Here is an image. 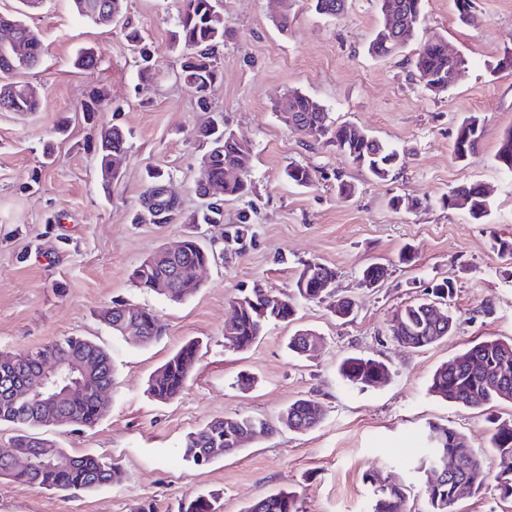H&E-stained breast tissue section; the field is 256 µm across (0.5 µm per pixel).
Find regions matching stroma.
Returning <instances> with one entry per match:
<instances>
[{"mask_svg":"<svg viewBox=\"0 0 512 512\" xmlns=\"http://www.w3.org/2000/svg\"><path fill=\"white\" fill-rule=\"evenodd\" d=\"M477 19L462 23L454 0H425L426 28L400 53L370 56L367 45L380 23L376 0H348L340 14H318L311 0H292L294 21L280 30L267 0H223L231 36L220 51L221 79L209 110H199L178 77L181 53L173 49L179 0H124L123 15L152 45V77L139 80L121 25L79 18L73 0H0V13L22 19L43 45L36 68L14 81L37 87L43 104L27 114L0 111V353L33 349L64 336H86L112 356L109 411L94 427L41 428L73 454L112 460L117 481L69 496L0 479V512H131L155 501L171 512L179 499L216 493L223 512H243L257 498L295 492L300 512H367V472L396 471L409 485L406 512H426L421 482L410 472L419 433L428 424L465 435L487 468L493 422L512 420V403L479 411L430 394L434 371L471 342L512 339V264L498 243L512 241V173L496 152L512 131V69L491 71L512 44V0H474ZM443 36L467 66L439 96L425 93L408 63L427 36ZM99 58L97 68L76 66L80 51ZM297 90L321 103L336 122H348L395 148L401 161L381 181L352 165L329 143L287 127L275 105ZM103 102L96 121L83 110L92 93ZM478 115L484 137L478 154L462 163L453 155L461 120ZM252 150V191L240 199L199 196L195 181L205 147L195 130L210 117ZM117 124L128 133L118 181L103 187L96 128ZM54 144L55 159L42 151ZM309 166L310 187L288 182L289 163ZM170 175L168 185L190 215L220 206L218 224H156L142 216L147 172ZM356 187L343 199L337 180ZM480 182L491 191V214L478 222L441 198L456 186ZM402 195L414 210L393 209ZM245 228L242 244L226 238ZM196 237L215 259L192 297L173 302L137 288L133 269L163 247ZM410 250L412 260L399 255ZM335 268L337 295L356 304L341 323L328 302L298 301L291 323L269 325L251 349L224 345L232 301L261 284L290 293L306 263ZM371 264L385 275L373 287L362 281ZM454 289L448 308L456 319L448 338L421 350L400 346L389 332L393 313L421 298L443 278ZM116 302L151 308L162 338L136 345L100 323ZM310 329L324 342L315 359L291 356L286 342ZM200 341L196 365L183 392L161 404L146 392L149 376L188 340ZM384 362L386 378L354 386L338 372L343 358ZM308 397L324 418L315 429L294 432L278 418L289 403ZM250 416L273 429L246 447L219 455L204 467L183 457L186 435L217 417Z\"/></svg>","mask_w":512,"mask_h":512,"instance_id":"35a3bbf8","label":"stroma"}]
</instances>
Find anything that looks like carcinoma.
Wrapping results in <instances>:
<instances>
[{
  "mask_svg": "<svg viewBox=\"0 0 512 512\" xmlns=\"http://www.w3.org/2000/svg\"><path fill=\"white\" fill-rule=\"evenodd\" d=\"M316 12L334 16L342 11L347 0H312ZM381 27L368 45V53L374 57H389L405 46L425 22L423 0H377ZM223 13L219 0H181L175 29L171 31L173 45L184 51L180 64L183 84L195 97L199 107H208L209 99L217 82L219 50L224 46L228 31L224 29ZM9 31L15 43H0V79L7 78L21 69L35 67L42 55L39 35L12 15H0V32ZM127 41L138 54L140 77H150L148 62L150 48L139 31L126 33ZM418 82L424 91L440 95L448 89V75L463 69L466 60L462 56H448V44L439 35L427 37L408 59ZM9 92V107L14 112H35L41 106V98L34 87L27 84L8 83L0 86ZM276 111L286 125L298 124L305 129L304 135L312 140L326 141L344 155L357 168L379 180H387L398 162V153L382 141L349 123L334 122L327 109L315 99L300 92H288L277 104ZM484 136L483 125L476 115H469L459 123L454 140V155L461 162L471 160L478 151ZM196 137L205 144L207 166L199 169L197 189L204 183L224 182V196L242 198L251 192V149L239 141L224 126H201ZM128 152L127 133L118 125L103 127L98 136L99 167L105 168L111 156H124ZM497 159L500 165L512 172V131L501 140ZM235 170L240 176L228 179L225 172ZM288 181L306 187L314 180L313 171L299 163L288 165L285 171ZM148 183L143 196V207L154 222L163 224L174 219L179 212V201L164 196L166 184L159 170L147 173ZM450 208L467 211L474 220L489 216L490 201L485 188L479 183L458 186L446 199ZM206 258L197 243L188 237L185 247L170 279V288L164 296L172 301L184 300L195 294L200 285L197 268ZM164 275L157 255H152L137 265L132 278L139 288L153 289V282ZM298 280L305 287L296 294L280 295L278 307L268 306L270 291L257 284L232 302L236 323L225 345L236 350L251 348L262 336L270 323L293 320L298 299L315 302L323 298L320 284L336 280V270L322 263H309ZM453 291V282L445 279L427 291V297L398 309L391 318L390 333L399 344L413 349L430 347L448 337L455 327L452 315L443 313L441 321L433 318V309L440 307ZM134 311V325L140 333V344H150L163 334L152 310L126 303H116L100 316L112 332L122 335L118 322L125 311ZM318 339L308 330H299L289 338L288 349L300 356L313 355L312 343ZM198 357L194 342L183 345L150 376L147 384L149 395L160 403L176 398L183 390ZM87 364L85 385L82 392L72 396L66 404L69 422L92 427L104 416V409L95 397V391L112 384L113 365L111 354L95 341L83 336H65L34 350H26L0 357V373L3 363L16 361L8 368L9 373L25 381L37 380L46 364L60 365L72 360ZM340 374L351 385L373 386L376 377L387 373L380 361L362 356L348 357L340 365ZM429 391L449 403L480 409L495 401L512 402V340L485 339L474 342L464 352L441 364L433 373ZM54 417V409L40 403H32L20 410L7 396L0 395V422L12 423L21 428L13 437L15 456L11 461L0 460V478L41 489L66 494L87 492L109 484L111 475L117 474L115 464L105 459L85 454L76 456L48 438L36 436L33 430L43 428ZM323 420L320 405L310 398H298L288 404L281 414V422L288 429L307 431ZM261 420L242 416L219 417L202 428L190 432L184 442V458L196 466L209 464L220 451L241 449ZM491 448L497 460L494 475L484 468L483 458L468 448L464 436L455 429L439 424H428L422 432L420 453L413 465V473L424 482L429 512H453L458 500L456 482L432 474L435 462L455 457L458 459L459 480L477 490L488 478H493L499 496L512 500V425L498 427L490 438ZM371 487V503L368 512H400L406 499L407 485L390 473L373 470L366 474ZM176 512H221L219 496L198 495L178 501ZM245 512H299L297 500L290 491L270 493Z\"/></svg>",
  "mask_w": 512,
  "mask_h": 512,
  "instance_id": "1",
  "label": "carcinoma"
}]
</instances>
